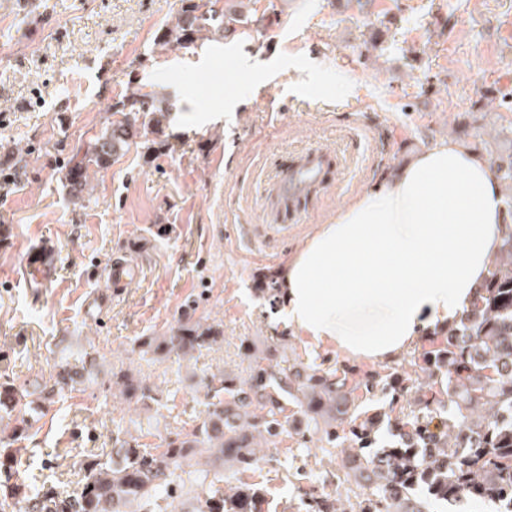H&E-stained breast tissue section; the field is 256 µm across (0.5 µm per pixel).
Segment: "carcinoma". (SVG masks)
Returning a JSON list of instances; mask_svg holds the SVG:
<instances>
[{
	"label": "carcinoma",
	"mask_w": 512,
	"mask_h": 512,
	"mask_svg": "<svg viewBox=\"0 0 512 512\" xmlns=\"http://www.w3.org/2000/svg\"><path fill=\"white\" fill-rule=\"evenodd\" d=\"M218 0H186L185 8L165 34L164 49L196 42L217 16ZM173 105L148 93H133L113 107L110 121L67 161L62 174L73 197L91 189L90 172L105 170L138 140L156 152L165 146L164 123ZM474 150L485 154L503 188L506 232L491 260L488 277L459 322L429 340L419 368L427 374L425 391L410 420L391 421L392 439L370 449L381 416L351 424L356 392H371L376 376L356 378L347 367L323 369L276 363L278 347L246 351L248 376L211 375L205 384L211 401L205 417L181 427L161 443L123 441L119 458L89 456L79 462L83 478L70 491L46 482L29 486L17 478L20 449L32 424L36 401L72 393L91 380L85 358L61 355L48 381L31 390L0 372V512H178L187 502L193 512H261L262 489L248 484L228 489L224 465L246 470L264 461L262 448L273 444L285 426L323 431L336 442V427L350 425L355 453L341 458L358 486L370 489L351 505V512H428L431 502H487L495 512H512V120L495 131L493 148L479 146L486 131L464 124L453 130ZM153 138H148V135ZM224 341L220 325L187 312L165 336H144L139 353L160 359L184 358ZM108 390L127 404L148 405L153 388L131 368L112 372ZM296 411L288 412V406ZM205 468L187 471L189 462ZM165 500L161 505L159 500ZM305 512H346L339 499L304 492Z\"/></svg>",
	"instance_id": "1"
}]
</instances>
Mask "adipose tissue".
I'll return each mask as SVG.
<instances>
[{
    "mask_svg": "<svg viewBox=\"0 0 512 512\" xmlns=\"http://www.w3.org/2000/svg\"><path fill=\"white\" fill-rule=\"evenodd\" d=\"M503 218L486 159L452 140L432 145L318 225L280 268L286 321L347 356L396 359L460 320Z\"/></svg>",
    "mask_w": 512,
    "mask_h": 512,
    "instance_id": "adipose-tissue-1",
    "label": "adipose tissue"
}]
</instances>
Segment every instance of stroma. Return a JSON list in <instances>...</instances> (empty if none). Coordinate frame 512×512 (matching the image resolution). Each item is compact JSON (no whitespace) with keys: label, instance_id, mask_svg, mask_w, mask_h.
<instances>
[{"label":"stroma","instance_id":"obj_1","mask_svg":"<svg viewBox=\"0 0 512 512\" xmlns=\"http://www.w3.org/2000/svg\"><path fill=\"white\" fill-rule=\"evenodd\" d=\"M182 0H0V370L45 382L60 348L106 355L95 384L46 406L25 441L19 481L73 485L78 463L114 436L157 438L195 424L203 379L244 376L243 346L287 343V358L357 375L399 371L402 388L361 394L359 417L403 411L427 376L415 343L391 362L357 360L295 333L259 290L317 225L377 175L439 140L497 90H512V0H235L244 21H213L188 49L161 52ZM172 103L165 146L130 149L73 202L61 168L102 130L131 88ZM29 155L18 156L16 146ZM334 154L335 178L285 217L276 185L300 155ZM56 250L47 287H28L26 246ZM138 267L114 287V258ZM220 323L224 340L195 358L154 361L131 351L164 336L188 308ZM134 363L157 400L127 407L106 396L113 368ZM336 444L286 431L256 469L225 468L224 483H256L266 512H303L313 480L341 500L354 477Z\"/></svg>","mask_w":512,"mask_h":512}]
</instances>
